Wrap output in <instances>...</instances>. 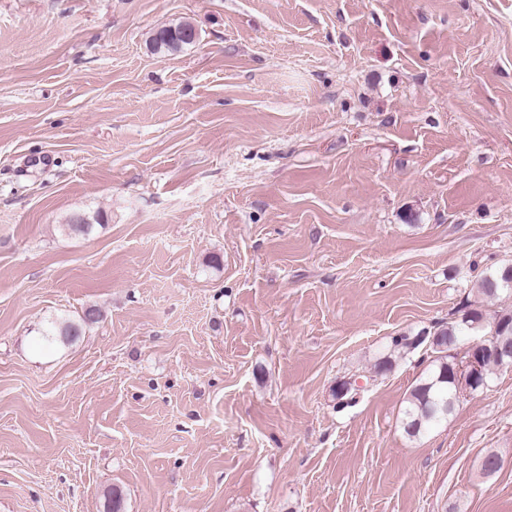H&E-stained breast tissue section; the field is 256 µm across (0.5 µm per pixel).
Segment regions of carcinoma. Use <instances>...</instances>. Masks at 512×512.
Here are the masks:
<instances>
[{
  "label": "carcinoma",
  "mask_w": 512,
  "mask_h": 512,
  "mask_svg": "<svg viewBox=\"0 0 512 512\" xmlns=\"http://www.w3.org/2000/svg\"><path fill=\"white\" fill-rule=\"evenodd\" d=\"M192 27L189 21H181L173 26L159 29L149 41L150 47L157 53L176 54L184 47L194 43L186 36V30ZM103 221L98 213L93 217L72 215L62 224L69 234L88 235L94 225ZM476 288L482 295L478 304L465 305V312L457 321L441 324L433 332L437 336L436 346L429 347L431 355L425 375L411 390L403 413V430L409 437H416L426 429L440 423L448 417L457 401L456 388L450 376V365L454 356L450 351L456 348L459 337L474 331L473 324L481 326L486 322L485 304L499 299L503 295L512 296V274L506 271V265L482 273ZM490 327L502 341L512 344V310H502L494 315ZM79 324L73 321L51 322L44 338L48 342L62 344L74 342L80 336ZM426 341L422 336H395L392 348L399 352L416 349Z\"/></svg>",
  "instance_id": "carcinoma-1"
}]
</instances>
